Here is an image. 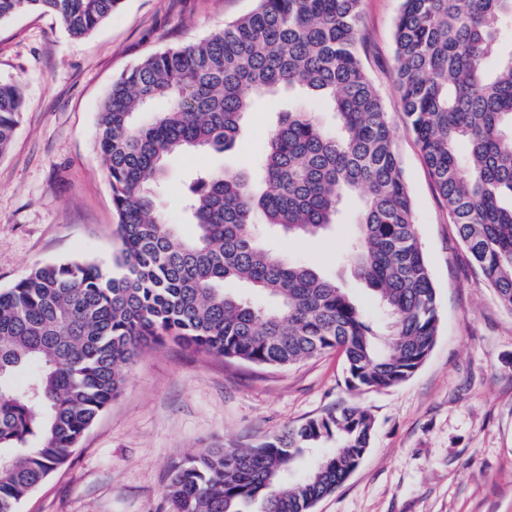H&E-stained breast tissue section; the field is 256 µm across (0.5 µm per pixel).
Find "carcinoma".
Returning a JSON list of instances; mask_svg holds the SVG:
<instances>
[{
  "label": "carcinoma",
  "mask_w": 512,
  "mask_h": 512,
  "mask_svg": "<svg viewBox=\"0 0 512 512\" xmlns=\"http://www.w3.org/2000/svg\"><path fill=\"white\" fill-rule=\"evenodd\" d=\"M121 0H0V20L41 11L79 39ZM361 0H257L208 37L151 53L113 82L96 147L112 189V266L38 264L0 291V512H18L126 382L124 369L167 340L285 368L338 351L348 389L409 379L433 350L439 307L383 100L358 43ZM512 0H402L394 76L407 131L471 262L512 312ZM282 89L325 102L331 128L290 106L268 132L260 181L229 170L188 186L194 235L157 209L169 158L224 152L256 98ZM162 100L160 111L149 110ZM26 107L0 80V156ZM357 203L345 259L382 316L336 280L268 249L262 223L316 235ZM236 281L245 292L226 288ZM264 294L273 305H260ZM26 374L25 384L17 383ZM373 418L344 404L247 447L219 444L173 465L171 512H312L371 445Z\"/></svg>",
  "instance_id": "1"
}]
</instances>
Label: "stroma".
<instances>
[{"label":"stroma","instance_id":"1","mask_svg":"<svg viewBox=\"0 0 512 512\" xmlns=\"http://www.w3.org/2000/svg\"><path fill=\"white\" fill-rule=\"evenodd\" d=\"M255 0H122L87 36L50 14L0 21V80L23 88L26 110L0 156V290L33 265L84 258L111 265L118 247L112 190L95 148L97 112L112 82L144 55L194 41L253 9ZM402 0H362L360 56L395 131L420 242L437 289L440 326L428 359L405 382L348 391L329 352L289 368L206 356L168 343L143 351L122 392L67 464L20 512H169L172 463L212 443L254 445L348 402L374 419L358 467L314 512H512V312L473 269L422 155L404 126L392 74ZM282 102L258 100L235 145L173 156L159 190L163 220L193 231L184 209L199 170L256 174ZM354 206L323 235L275 236L278 251L370 294L343 259Z\"/></svg>","mask_w":512,"mask_h":512}]
</instances>
